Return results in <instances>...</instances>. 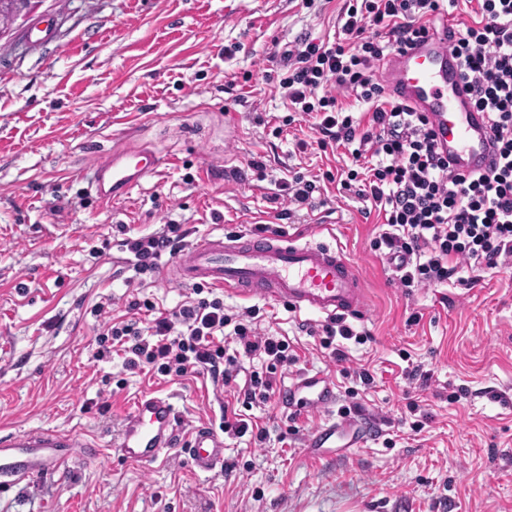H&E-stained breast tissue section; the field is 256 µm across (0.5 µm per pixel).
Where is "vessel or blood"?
I'll use <instances>...</instances> for the list:
<instances>
[{
	"mask_svg": "<svg viewBox=\"0 0 512 512\" xmlns=\"http://www.w3.org/2000/svg\"><path fill=\"white\" fill-rule=\"evenodd\" d=\"M455 20L416 46L393 53L382 69L386 89L413 111L427 115L440 152L451 166L469 174L498 165L487 112L474 104V93L464 80L462 66L450 38ZM162 161L147 146L118 149L89 169L90 183L99 199L127 196L153 176ZM175 280L223 288L243 299L264 298L328 317L365 316L367 300L359 266L341 250L299 242L273 232H240L207 236L190 242L171 265ZM331 374L319 373L292 380L281 394L285 408L330 412L336 403ZM373 436L365 422L328 418L305 440L308 454L322 458L339 448L362 447ZM185 445L192 465L206 473L224 464V437L213 427L183 429L170 396L146 392L127 413L119 438L120 457L149 464L165 449ZM96 455V447L75 433L46 429L0 437V488L67 469L75 451Z\"/></svg>",
	"mask_w": 512,
	"mask_h": 512,
	"instance_id": "1",
	"label": "vessel or blood"
}]
</instances>
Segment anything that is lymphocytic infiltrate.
Segmentation results:
<instances>
[{
    "label": "lymphocytic infiltrate",
    "mask_w": 512,
    "mask_h": 512,
    "mask_svg": "<svg viewBox=\"0 0 512 512\" xmlns=\"http://www.w3.org/2000/svg\"><path fill=\"white\" fill-rule=\"evenodd\" d=\"M467 2L474 18L459 30L454 50L477 106L490 115L502 159L491 173L451 170L436 150L427 116L389 99L376 75L377 62L428 36L444 7H457L458 0H345L334 40L288 53L279 81L292 110L312 118L319 147L342 145L356 160L370 155L366 175L349 170L340 186L370 202L387 224L374 246L399 260L408 288L448 282L463 269H494L512 256V0ZM331 81L353 96V104L366 106L368 121L326 92ZM186 236L181 225L170 224L162 233L126 239L134 274L155 271L162 254L175 253ZM203 291L194 287V299L169 313L145 303L153 318L143 328L133 320L107 322L111 343L99 357L121 353L131 368L148 365L166 377L204 370L229 381L240 358L263 356L266 370L251 372L248 396L268 401L274 370L292 361L289 342L257 333L253 311L228 316L223 299L205 298ZM228 337L231 352L224 346Z\"/></svg>",
    "instance_id": "lymphocytic-infiltrate-1"
}]
</instances>
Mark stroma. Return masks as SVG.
<instances>
[{"instance_id":"35a3bbf8","label":"stroma","mask_w":512,"mask_h":512,"mask_svg":"<svg viewBox=\"0 0 512 512\" xmlns=\"http://www.w3.org/2000/svg\"><path fill=\"white\" fill-rule=\"evenodd\" d=\"M342 0H42L0 40V436L54 428L93 441L98 457L0 490V512H512V262L475 283L406 288L373 241L386 227L353 193L328 183L316 208L282 206L290 171L325 176L352 163L319 149L311 118L287 124L281 54L334 35ZM47 28L43 43L32 42ZM311 142L299 152V140ZM131 143L164 156L160 172L104 204L85 167ZM265 164L264 171L252 161ZM189 238L253 231L300 235L360 265L368 313L321 347L325 316L225 295L233 315L286 337L297 364L278 368L275 395L247 408L209 375L165 377L98 361L104 305L135 300L168 312L193 297L163 255L133 278L125 234L166 223ZM370 370L363 383L355 372ZM326 370L337 417H372L382 434L320 462L304 450L318 413L292 417L278 399L289 378ZM428 382H421V375ZM172 396L186 426H219L225 410L264 427L224 436V467L193 470L181 448L152 464L114 444L133 400Z\"/></svg>"}]
</instances>
